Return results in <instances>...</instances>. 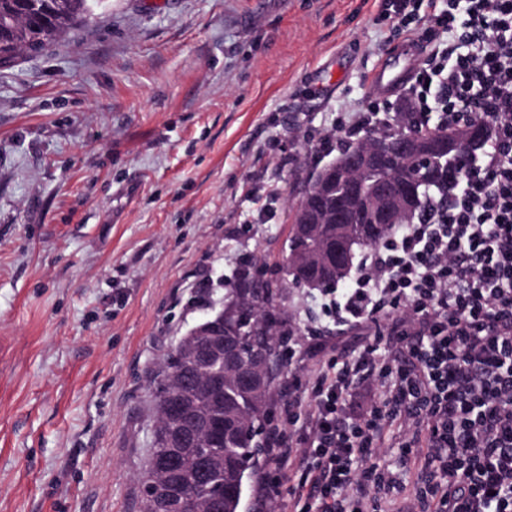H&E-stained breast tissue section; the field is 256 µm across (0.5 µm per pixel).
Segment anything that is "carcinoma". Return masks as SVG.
I'll return each mask as SVG.
<instances>
[{
  "label": "carcinoma",
  "mask_w": 512,
  "mask_h": 512,
  "mask_svg": "<svg viewBox=\"0 0 512 512\" xmlns=\"http://www.w3.org/2000/svg\"><path fill=\"white\" fill-rule=\"evenodd\" d=\"M92 12L90 0H0V53L45 50L76 18ZM450 127L422 116H400L383 130L374 129L353 142L341 157L364 152L403 134H445ZM415 160L397 156L379 169L356 173L341 170L336 183L321 184L312 176L291 215L285 278L259 282L242 267L239 287L211 306L208 318L224 322V345L188 331L174 355L155 377L156 423L152 448L142 476V512H241L246 484L264 451L258 437L268 430L267 405L278 350L288 342V320L282 297L290 288H334L350 272L337 263V252H357L385 242L392 224H374L368 208L375 186L388 177L412 176ZM453 184L433 176L406 206L412 222L426 219L432 193L448 194ZM346 214L350 223H335ZM210 463V478L197 479L199 456Z\"/></svg>",
  "instance_id": "obj_1"
}]
</instances>
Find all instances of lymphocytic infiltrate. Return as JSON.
<instances>
[{
	"label": "lymphocytic infiltrate",
	"mask_w": 512,
	"mask_h": 512,
	"mask_svg": "<svg viewBox=\"0 0 512 512\" xmlns=\"http://www.w3.org/2000/svg\"><path fill=\"white\" fill-rule=\"evenodd\" d=\"M382 2L430 48L406 111L444 123L478 112L492 133L430 220L396 225L348 284L321 292L324 316L371 323L372 339L330 356L305 387L289 382L311 411L286 405L292 436L273 435L270 466L294 472V512H338L340 499L372 493L394 502L403 481L375 461L393 428L404 451H426L417 512H512V0ZM391 119L359 104L337 130L357 139ZM364 383L384 397L357 410Z\"/></svg>",
	"instance_id": "1"
}]
</instances>
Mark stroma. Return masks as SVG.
I'll return each instance as SVG.
<instances>
[{
	"label": "stroma",
	"instance_id": "stroma-1",
	"mask_svg": "<svg viewBox=\"0 0 512 512\" xmlns=\"http://www.w3.org/2000/svg\"><path fill=\"white\" fill-rule=\"evenodd\" d=\"M411 43L380 0H101L0 67V512H140L159 365L243 262L278 276L321 139ZM366 342L296 332L271 421Z\"/></svg>",
	"mask_w": 512,
	"mask_h": 512
}]
</instances>
